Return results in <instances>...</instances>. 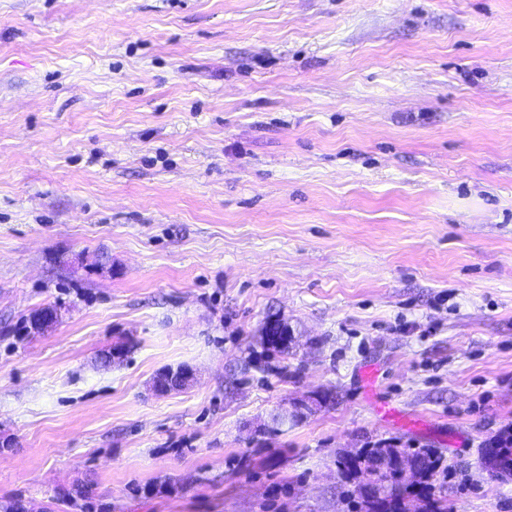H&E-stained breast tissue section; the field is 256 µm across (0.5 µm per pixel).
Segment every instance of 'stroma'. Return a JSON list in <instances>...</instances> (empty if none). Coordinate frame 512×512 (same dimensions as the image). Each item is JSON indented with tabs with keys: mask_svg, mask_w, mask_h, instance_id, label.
Returning <instances> with one entry per match:
<instances>
[{
	"mask_svg": "<svg viewBox=\"0 0 512 512\" xmlns=\"http://www.w3.org/2000/svg\"><path fill=\"white\" fill-rule=\"evenodd\" d=\"M511 424L512 0H0V512H512ZM508 434H511V437H512V431L510 430V427H505L504 429L500 430L497 434L486 439L484 442V446H485L484 448H488V450L482 457L483 463L485 466H488L490 459L492 458L493 454H495L494 455V463L489 466V468L495 472L507 470L511 474V470H512V441H511V438H510L509 443H507L503 446H499L503 443V440L501 439V437L508 435ZM491 448H496L494 453H493V450H491ZM377 455H386L391 458L406 457L411 459L416 466L415 479L410 484H402L398 479L392 477V488L389 480L390 472L397 470L396 476L409 478L411 475V464L402 459H392L391 462L384 459H378L374 463L373 485L377 497H384L379 503V510L371 512H406L405 501L412 496H416L419 501L421 512H448V504L441 497L435 498L432 492L433 479L441 466L440 459L429 455L428 453L414 452L406 453L392 445L378 446L377 448H363L358 457V461L348 463L344 456L338 460V469L340 475L347 481H353L358 487L361 498L363 499L366 512L365 495L367 487L370 484V473L372 461ZM364 457L363 461L360 460Z\"/></svg>",
	"mask_w": 512,
	"mask_h": 512,
	"instance_id": "1",
	"label": "stroma"
}]
</instances>
